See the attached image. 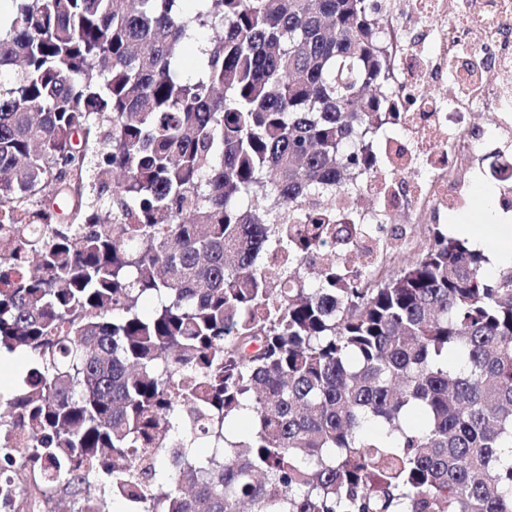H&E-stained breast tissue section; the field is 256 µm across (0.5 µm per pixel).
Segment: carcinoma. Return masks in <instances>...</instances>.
Instances as JSON below:
<instances>
[{
    "label": "carcinoma",
    "mask_w": 512,
    "mask_h": 512,
    "mask_svg": "<svg viewBox=\"0 0 512 512\" xmlns=\"http://www.w3.org/2000/svg\"><path fill=\"white\" fill-rule=\"evenodd\" d=\"M2 3L15 512H512V269L441 224L344 260L388 0Z\"/></svg>",
    "instance_id": "obj_1"
}]
</instances>
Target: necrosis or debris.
<instances>
[{"label": "necrosis or debris", "mask_w": 512, "mask_h": 512, "mask_svg": "<svg viewBox=\"0 0 512 512\" xmlns=\"http://www.w3.org/2000/svg\"><path fill=\"white\" fill-rule=\"evenodd\" d=\"M396 8L423 26L400 54L401 119L385 139L386 178L365 183L364 224L382 211L425 224L465 204L479 149L467 113H501L498 133L512 136V0H396ZM432 85L438 94H428Z\"/></svg>", "instance_id": "4bbe7bcc"}]
</instances>
